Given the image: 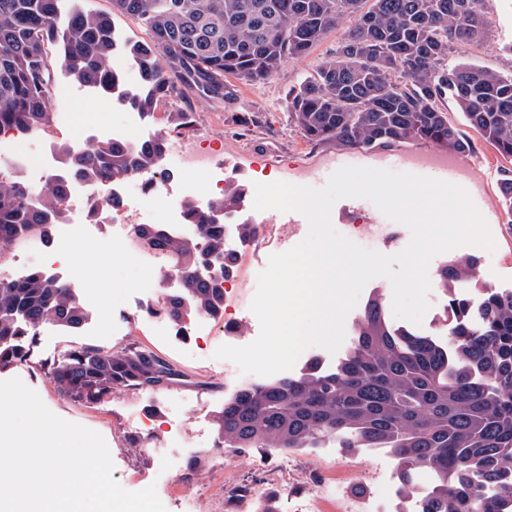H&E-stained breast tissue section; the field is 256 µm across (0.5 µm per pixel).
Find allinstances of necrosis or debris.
Segmentation results:
<instances>
[{"instance_id":"4bbe7bcc","label":"necrosis or debris","mask_w":512,"mask_h":512,"mask_svg":"<svg viewBox=\"0 0 512 512\" xmlns=\"http://www.w3.org/2000/svg\"><path fill=\"white\" fill-rule=\"evenodd\" d=\"M171 150L179 156L185 173L177 185L159 173L136 175L119 184L109 181L67 184L64 200L68 216L60 232L47 241L36 234L17 240L0 256V277L24 278L25 268L14 263L17 253L50 252L55 260L45 265L44 276L51 281L67 282L72 287L82 284L84 273L65 263L64 258L77 245L90 243L105 257L126 253L139 257L144 287L168 285L171 265L166 262L164 252L141 246L130 234V225L160 224L171 238H198L197 225L184 219V204L193 201L204 205L224 192V169L220 163L198 154L185 142L172 144ZM0 156L11 161L10 166L0 172L26 182L32 197H39L47 181L62 179L46 132L33 131L17 139L10 130H1Z\"/></svg>"}]
</instances>
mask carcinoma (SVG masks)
<instances>
[{"instance_id":"carcinoma-1","label":"carcinoma","mask_w":512,"mask_h":512,"mask_svg":"<svg viewBox=\"0 0 512 512\" xmlns=\"http://www.w3.org/2000/svg\"><path fill=\"white\" fill-rule=\"evenodd\" d=\"M60 3L0 0V128L50 126L57 69L149 118L172 98L234 110L227 77L259 84L347 22L333 57L288 92L287 112L308 141L367 149L425 141L463 153L468 144L438 106L447 95L512 158V46L507 73L454 59L457 45L486 37L490 0H112L144 30L125 46L141 81L131 95L109 65L111 16L74 8L63 19ZM57 150L73 177L116 184L159 169L166 137L135 147L104 137ZM62 204L59 184L32 204L19 180L1 177L0 256L34 230L49 237ZM245 205L238 184L213 206L186 205L188 222L200 228L196 242L168 238L158 224L135 225L141 244L173 258L181 287L154 304L172 325L224 313L221 279L202 272V256L223 266L224 278L234 276L238 255L224 246L222 219ZM434 284L446 298L442 336L392 326L383 296L373 292L335 369L312 358L295 376L247 384L224 399L216 418L221 447L289 451L331 439L349 450L387 448L398 499L416 498L418 472L435 475L421 512H512V288L476 287V262L466 256L441 263ZM87 317L67 283L38 270L0 280V370L27 360L42 326L74 330ZM44 374L85 404L119 389L151 394L160 374L170 383L182 377L148 348L92 345L45 363Z\"/></svg>"}]
</instances>
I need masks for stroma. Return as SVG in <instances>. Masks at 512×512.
<instances>
[{"mask_svg": "<svg viewBox=\"0 0 512 512\" xmlns=\"http://www.w3.org/2000/svg\"><path fill=\"white\" fill-rule=\"evenodd\" d=\"M75 1L86 11L111 14L118 48L109 64L122 73L126 89H137L140 78L124 45L142 36L139 22L114 12L112 0H62V11H69ZM343 35V29L332 30L309 55L288 60L265 83L238 84L236 111L192 101V123L187 132L195 144L219 149L228 182L241 184L251 193L259 183L285 182L304 177L314 168L334 166L337 156L343 152L342 147L332 142L308 141L289 118L285 99L291 88L333 56ZM511 45L512 0H491L486 38L477 46H459L456 56L461 61L501 70L506 66L504 50ZM441 106L449 122L469 144L463 158L470 162L471 176L483 190L487 208L482 216L496 242L494 251L472 246L467 254L478 261L480 284L512 286V212L503 209L500 192L502 181L512 176V159L503 157L471 127L452 99L443 100ZM73 110V125L57 133L56 139L75 146L81 144L87 123L115 125L121 122L124 112L122 105L106 102L93 93L87 100L76 103ZM332 223L346 236L350 235L353 225H365L368 233L358 238V245L382 249L387 255L400 252L410 240L409 230L394 223L390 229L397 236L396 242L380 247L372 237L376 226L367 208L343 218L333 217ZM307 234L308 228L303 225L289 234L274 232L268 247L260 253H253L248 247L242 249L235 275L239 303H246L249 295L256 292L258 275L267 267L270 256L297 246ZM87 258L107 269L106 283L91 280L85 284L86 289L97 293L105 287L112 289L114 297L107 320L89 315L76 332L53 325L42 327L30 360L0 370V381L21 379L55 415L101 434L114 463L113 477L123 489L133 492L155 486L158 497L168 503L167 512H227L225 479L231 477L241 483L260 479L265 481L278 512H294L297 504L310 495L312 487L308 476L315 472L336 480L345 500L358 502L370 496L372 489L364 481L365 470L393 463L391 456H377L370 448L353 452L336 447L316 448L272 455L257 448L217 451L214 419L224 406L225 395L224 362L216 358L215 352L225 344H246L259 335V322L243 320L237 336L226 334L225 320L221 317L209 319L208 331L203 336L154 335L143 319L142 308L148 299L144 289L138 286L135 258L121 255L112 260L104 259L92 247L87 250ZM84 344L103 349L127 345L149 347L173 363L185 374L186 380L148 396L118 391L98 404L72 401L58 393L44 375L41 364ZM175 418L197 439V448H172L160 456L149 448L138 451L130 447L129 436L151 440L154 435L165 433ZM199 448L209 453L206 465L190 482H181L180 474Z\"/></svg>", "mask_w": 512, "mask_h": 512, "instance_id": "35a3bbf8", "label": "stroma"}]
</instances>
